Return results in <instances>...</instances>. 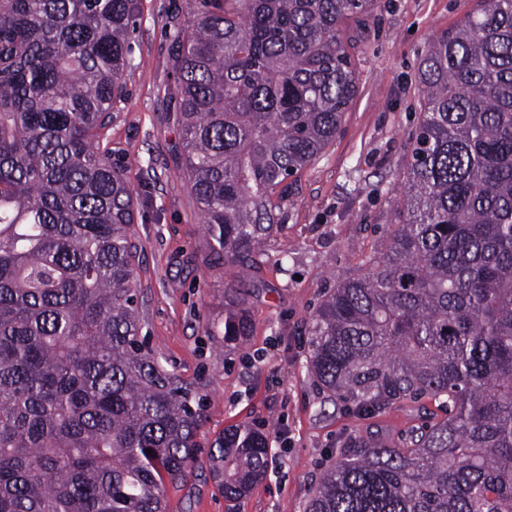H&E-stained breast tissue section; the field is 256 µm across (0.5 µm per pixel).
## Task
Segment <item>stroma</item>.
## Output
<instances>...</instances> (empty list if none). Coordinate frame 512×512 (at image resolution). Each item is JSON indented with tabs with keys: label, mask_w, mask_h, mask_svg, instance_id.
Wrapping results in <instances>:
<instances>
[{
	"label": "stroma",
	"mask_w": 512,
	"mask_h": 512,
	"mask_svg": "<svg viewBox=\"0 0 512 512\" xmlns=\"http://www.w3.org/2000/svg\"><path fill=\"white\" fill-rule=\"evenodd\" d=\"M474 0H379L355 32L359 91L333 143L288 181L281 227L247 275L245 344L224 343V289L235 270L213 254L180 168L170 88L169 29L199 0H139L124 91L105 142L135 192L142 333L166 366L202 384L198 450L185 483L168 486L169 512H305L315 484L349 436L398 439L416 404L375 413L328 400L306 370L307 328L324 293L379 247L395 219L397 177L420 120L417 73L427 43L454 28ZM248 423L269 439L265 479L227 501L209 450L224 428Z\"/></svg>",
	"instance_id": "35a3bbf8"
}]
</instances>
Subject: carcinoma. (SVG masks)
<instances>
[{
  "label": "carcinoma",
  "instance_id": "carcinoma-1",
  "mask_svg": "<svg viewBox=\"0 0 512 512\" xmlns=\"http://www.w3.org/2000/svg\"><path fill=\"white\" fill-rule=\"evenodd\" d=\"M171 32L181 167L224 265L247 271L272 196L336 138L376 0H203ZM138 0H0V512H166L198 389L140 341L134 189L101 145ZM395 228L323 295L306 369L364 411L431 399L398 440L347 438L306 512H512V0L429 43ZM251 328L224 289V339ZM153 450L149 455L146 450ZM234 501L267 436L210 448Z\"/></svg>",
  "mask_w": 512,
  "mask_h": 512
}]
</instances>
